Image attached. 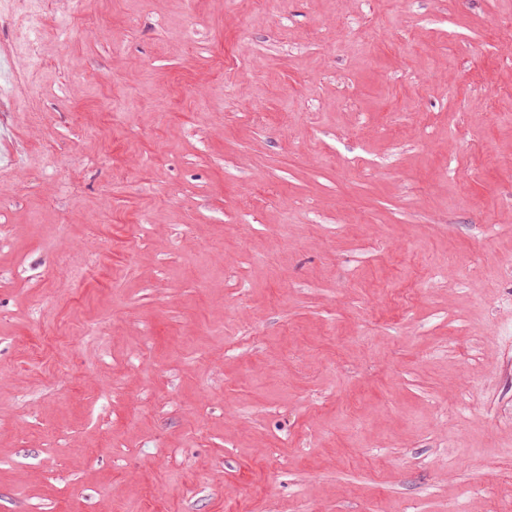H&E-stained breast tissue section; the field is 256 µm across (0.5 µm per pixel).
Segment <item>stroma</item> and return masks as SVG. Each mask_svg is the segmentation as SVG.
I'll return each mask as SVG.
<instances>
[{
  "label": "stroma",
  "instance_id": "1",
  "mask_svg": "<svg viewBox=\"0 0 512 512\" xmlns=\"http://www.w3.org/2000/svg\"><path fill=\"white\" fill-rule=\"evenodd\" d=\"M43 15L0 0V512L512 499V0Z\"/></svg>",
  "mask_w": 512,
  "mask_h": 512
}]
</instances>
